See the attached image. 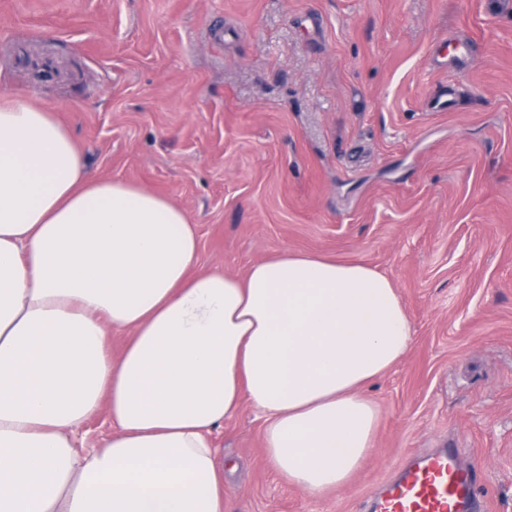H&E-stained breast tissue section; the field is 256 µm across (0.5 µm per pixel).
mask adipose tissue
<instances>
[{
	"instance_id": "obj_1",
	"label": "adipose tissue",
	"mask_w": 512,
	"mask_h": 512,
	"mask_svg": "<svg viewBox=\"0 0 512 512\" xmlns=\"http://www.w3.org/2000/svg\"><path fill=\"white\" fill-rule=\"evenodd\" d=\"M197 262L184 210L93 176L52 110L0 95V512H224L210 435L245 401L265 463L307 495L361 469L363 389L412 338L393 282L315 253ZM102 413L111 436L78 446Z\"/></svg>"
}]
</instances>
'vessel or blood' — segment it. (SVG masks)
<instances>
[{
	"instance_id": "b4317fda",
	"label": "vessel or blood",
	"mask_w": 512,
	"mask_h": 512,
	"mask_svg": "<svg viewBox=\"0 0 512 512\" xmlns=\"http://www.w3.org/2000/svg\"><path fill=\"white\" fill-rule=\"evenodd\" d=\"M478 469L456 445L416 457L371 496L368 512H481Z\"/></svg>"
}]
</instances>
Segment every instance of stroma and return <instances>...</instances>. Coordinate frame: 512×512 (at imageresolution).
Masks as SVG:
<instances>
[{"label":"stroma","mask_w":512,"mask_h":512,"mask_svg":"<svg viewBox=\"0 0 512 512\" xmlns=\"http://www.w3.org/2000/svg\"><path fill=\"white\" fill-rule=\"evenodd\" d=\"M463 39L466 69L443 68ZM0 88L56 112L96 177L183 209L201 269L288 249L397 288L411 345L364 389L359 472L287 484L246 404L213 433L224 512H362L454 438L512 512V0H0Z\"/></svg>","instance_id":"stroma-1"}]
</instances>
